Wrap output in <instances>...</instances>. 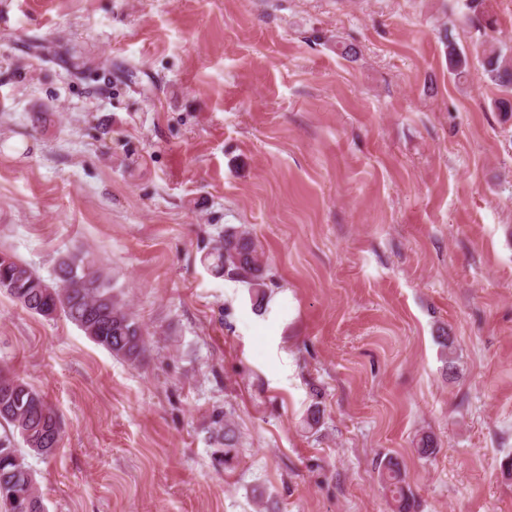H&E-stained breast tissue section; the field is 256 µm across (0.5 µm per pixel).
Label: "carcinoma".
Masks as SVG:
<instances>
[{
	"label": "carcinoma",
	"instance_id": "carcinoma-1",
	"mask_svg": "<svg viewBox=\"0 0 512 512\" xmlns=\"http://www.w3.org/2000/svg\"><path fill=\"white\" fill-rule=\"evenodd\" d=\"M484 40L483 73L504 92L512 93V54L498 44L496 20L485 14L479 28ZM448 64L455 75L467 73L468 58L448 44ZM214 267L233 280L247 283L256 295V307L266 298V259L247 230L231 231L220 237L212 252ZM44 279L28 265L10 259L0 262V291H5L28 311L52 309L64 315L113 356L135 362L146 350L145 332L127 303L115 293L110 279L87 254L68 255L55 270V281L46 294L36 284ZM0 426L8 433L0 437V508L3 512H46L44 499L26 455L48 456L55 451L54 433L62 431L60 418L42 395L8 370L0 368ZM209 439L218 462L233 458L234 437L221 408L210 415ZM20 437L24 449L17 448ZM379 475L391 494L395 512H413L406 490V476L398 463L388 458L379 465Z\"/></svg>",
	"mask_w": 512,
	"mask_h": 512
}]
</instances>
